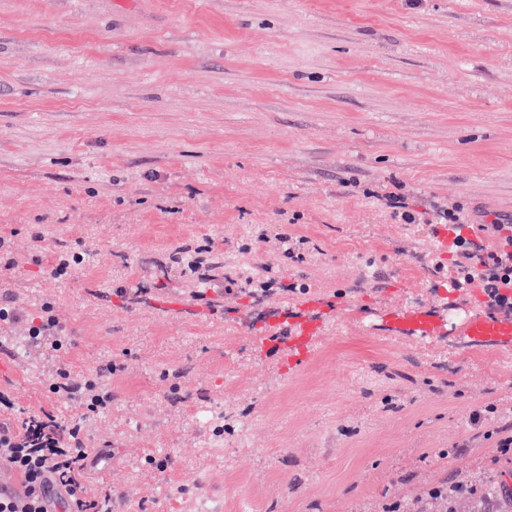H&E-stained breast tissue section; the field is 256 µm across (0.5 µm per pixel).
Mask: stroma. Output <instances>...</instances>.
Masks as SVG:
<instances>
[{"label": "stroma", "mask_w": 512, "mask_h": 512, "mask_svg": "<svg viewBox=\"0 0 512 512\" xmlns=\"http://www.w3.org/2000/svg\"><path fill=\"white\" fill-rule=\"evenodd\" d=\"M368 189L512 215V0H0V295L65 330L0 353V389L68 422L50 367L115 364L84 432L115 512H379L462 477L512 512V457L470 421L512 408V340L468 334L484 292ZM201 246L195 284L177 253ZM308 301L311 356L262 358L275 306Z\"/></svg>", "instance_id": "stroma-1"}]
</instances>
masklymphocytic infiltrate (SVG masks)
I'll use <instances>...</instances> for the list:
<instances>
[{
	"label": "lymphocytic infiltrate",
	"instance_id": "lymphocytic-infiltrate-1",
	"mask_svg": "<svg viewBox=\"0 0 512 512\" xmlns=\"http://www.w3.org/2000/svg\"><path fill=\"white\" fill-rule=\"evenodd\" d=\"M383 204L394 218L405 224H468L472 217L464 205H436L417 214L409 210L403 195L382 194ZM486 245L461 237L452 246L454 259L448 271L452 288L470 287L472 275H479L490 304L502 305L512 290V265L503 262L497 240L502 230L500 220L476 226ZM53 390L68 401L79 402L90 412H102L112 403V393L100 381L66 378ZM88 451L82 438V424L64 425L51 417L29 416L14 426L0 422V465H6L23 480L19 493L0 496V512H53L49 489L67 495L68 512H112L110 492L87 495L82 483Z\"/></svg>",
	"mask_w": 512,
	"mask_h": 512
}]
</instances>
